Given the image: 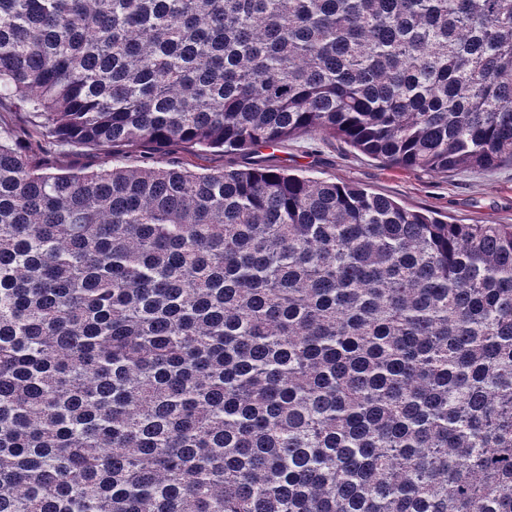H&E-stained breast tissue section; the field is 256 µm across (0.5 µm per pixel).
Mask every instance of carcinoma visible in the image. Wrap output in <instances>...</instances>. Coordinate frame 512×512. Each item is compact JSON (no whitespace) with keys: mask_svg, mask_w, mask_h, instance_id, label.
Returning a JSON list of instances; mask_svg holds the SVG:
<instances>
[{"mask_svg":"<svg viewBox=\"0 0 512 512\" xmlns=\"http://www.w3.org/2000/svg\"><path fill=\"white\" fill-rule=\"evenodd\" d=\"M33 148L512 164V0H0ZM0 512H512V224L0 129ZM48 162L56 168L94 170L100 167L101 157L96 153L63 146L55 148Z\"/></svg>","mask_w":512,"mask_h":512,"instance_id":"cac0c4a2","label":"carcinoma"}]
</instances>
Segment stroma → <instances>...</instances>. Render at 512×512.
Wrapping results in <instances>:
<instances>
[{"label":"stroma","mask_w":512,"mask_h":512,"mask_svg":"<svg viewBox=\"0 0 512 512\" xmlns=\"http://www.w3.org/2000/svg\"><path fill=\"white\" fill-rule=\"evenodd\" d=\"M159 166L197 163L209 169H245L260 162L313 178L354 183L413 210H431L451 224H512V165L492 170L434 172L388 165L340 140L300 136L274 149L211 150L193 157L180 144L154 154Z\"/></svg>","instance_id":"35a3bbf8"}]
</instances>
